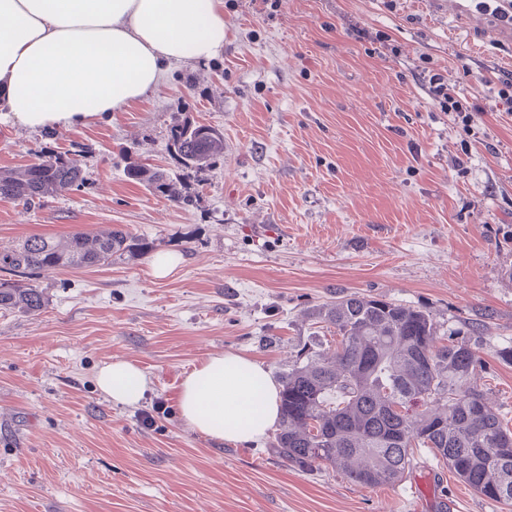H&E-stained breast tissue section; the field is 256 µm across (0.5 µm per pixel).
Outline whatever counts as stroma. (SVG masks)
<instances>
[{"mask_svg": "<svg viewBox=\"0 0 512 512\" xmlns=\"http://www.w3.org/2000/svg\"><path fill=\"white\" fill-rule=\"evenodd\" d=\"M223 3V52L170 65L119 111L38 130L0 112L1 172L61 153L86 178L30 210L0 199V244L116 227L149 244L41 272L45 309L0 310V512H512L424 448L410 477L365 488L180 418L202 361L243 354L282 376L310 312L356 294L427 311L441 346L484 321L477 384L512 429V115L478 82L512 71V28L468 0ZM427 66L479 98L473 132L431 99ZM184 121L223 132V159L184 168L167 149ZM133 162L181 198L129 178ZM163 252L183 260L158 279ZM117 360L147 379L134 405L95 385Z\"/></svg>", "mask_w": 512, "mask_h": 512, "instance_id": "1", "label": "stroma"}]
</instances>
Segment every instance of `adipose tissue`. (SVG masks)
<instances>
[{
  "label": "adipose tissue",
  "instance_id": "obj_1",
  "mask_svg": "<svg viewBox=\"0 0 512 512\" xmlns=\"http://www.w3.org/2000/svg\"><path fill=\"white\" fill-rule=\"evenodd\" d=\"M222 0H0V112L30 128L71 127L138 100L184 60L224 47ZM115 405H132L147 380L117 360L96 373ZM278 381L234 354L206 359L182 383L178 409L220 441L264 437L278 422Z\"/></svg>",
  "mask_w": 512,
  "mask_h": 512
}]
</instances>
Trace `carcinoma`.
Segmentation results:
<instances>
[{"instance_id": "1", "label": "carcinoma", "mask_w": 512, "mask_h": 512, "mask_svg": "<svg viewBox=\"0 0 512 512\" xmlns=\"http://www.w3.org/2000/svg\"><path fill=\"white\" fill-rule=\"evenodd\" d=\"M201 129L183 123L169 130L168 147L187 168L224 156L223 134L202 136ZM128 174L152 191L179 197L162 172L134 164ZM83 183L77 161L55 154L21 174L0 173V199L31 208ZM147 249L119 228L0 245V309L45 306L31 274L102 265ZM311 317L334 329L336 349L323 350L313 336L283 374L281 424L271 443L280 459L302 472L327 465L373 488L401 482L416 469L414 449L426 448L479 495L512 503V431L475 382L484 324L470 323L466 335L438 348L429 314L384 299L339 296Z\"/></svg>"}]
</instances>
